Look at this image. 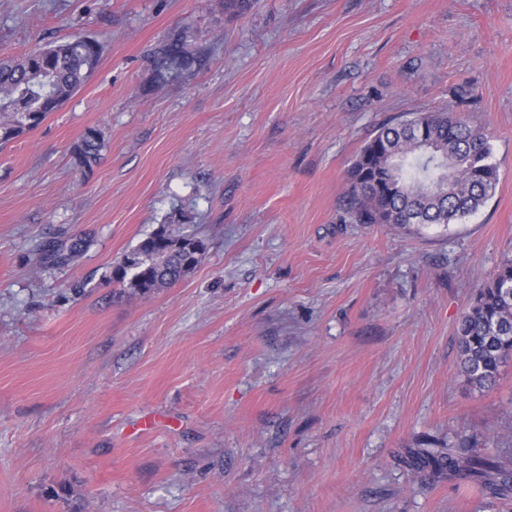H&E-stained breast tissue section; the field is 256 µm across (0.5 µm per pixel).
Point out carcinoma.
Returning a JSON list of instances; mask_svg holds the SVG:
<instances>
[{
    "label": "carcinoma",
    "mask_w": 512,
    "mask_h": 512,
    "mask_svg": "<svg viewBox=\"0 0 512 512\" xmlns=\"http://www.w3.org/2000/svg\"><path fill=\"white\" fill-rule=\"evenodd\" d=\"M101 56L95 40L74 38L37 48L19 60L0 61V144L38 127L86 81ZM196 57L187 37L172 35L155 52L154 67L177 79ZM451 108L417 112L379 127L347 173L346 211L353 224H395L402 228L448 225L477 212L492 197L498 167L491 161L487 135L469 124L462 108L476 96L467 85L449 89ZM101 136L85 134L72 151L73 167L92 172L100 158ZM201 240L161 224L112 272L119 283L147 292L169 285L195 268ZM83 238L65 246H42L53 266L73 262L86 249ZM461 371L478 389L495 384L503 360L512 355V258L478 290L457 327ZM417 473L474 479L495 494L512 493V468L490 453L472 454L464 444L448 448H409L403 459Z\"/></svg>",
    "instance_id": "1"
}]
</instances>
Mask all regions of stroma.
<instances>
[{
    "label": "stroma",
    "mask_w": 512,
    "mask_h": 512,
    "mask_svg": "<svg viewBox=\"0 0 512 512\" xmlns=\"http://www.w3.org/2000/svg\"><path fill=\"white\" fill-rule=\"evenodd\" d=\"M173 33L201 63L165 81ZM77 36L93 74L0 147V512H512L403 462L461 439L512 462V358L472 389L456 336L512 254V0H0V59ZM460 82L493 197L446 227L345 222L375 130ZM162 224L201 262L115 283ZM101 150L100 134L94 130L89 131L71 151L73 167L85 175L92 172L100 158ZM87 242L83 238L68 241L65 246L56 245L54 242L46 243L40 249L42 259L53 266H65L73 262L86 249Z\"/></svg>",
    "instance_id": "35a3bbf8"
}]
</instances>
